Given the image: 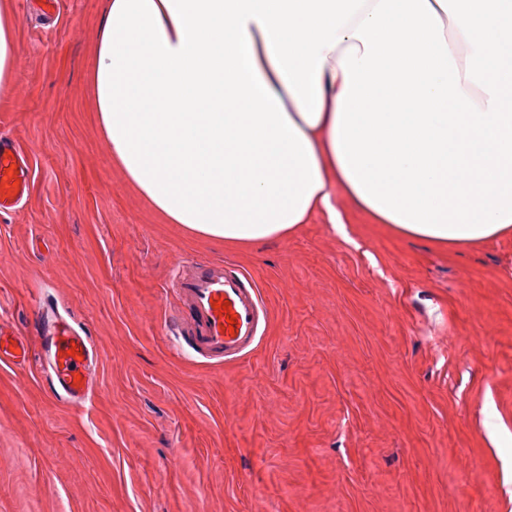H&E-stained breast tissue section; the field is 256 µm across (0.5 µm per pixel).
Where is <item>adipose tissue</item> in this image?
Segmentation results:
<instances>
[{
	"label": "adipose tissue",
	"instance_id": "obj_1",
	"mask_svg": "<svg viewBox=\"0 0 512 512\" xmlns=\"http://www.w3.org/2000/svg\"><path fill=\"white\" fill-rule=\"evenodd\" d=\"M17 18L0 0V106ZM89 85L166 223L278 239L343 190L440 247L512 235V0H108Z\"/></svg>",
	"mask_w": 512,
	"mask_h": 512
}]
</instances>
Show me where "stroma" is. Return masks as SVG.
I'll use <instances>...</instances> for the list:
<instances>
[{
	"mask_svg": "<svg viewBox=\"0 0 512 512\" xmlns=\"http://www.w3.org/2000/svg\"><path fill=\"white\" fill-rule=\"evenodd\" d=\"M32 160L0 211V512H512V236L439 247L335 201L294 235L225 244L163 223L112 163L87 79L107 0H12ZM240 266L270 322L228 362L178 353L173 275ZM85 332L96 396L43 369L39 309ZM497 426L490 442L487 422ZM0 359L8 356L15 362H24L28 355V346L13 334H6L0 329Z\"/></svg>",
	"mask_w": 512,
	"mask_h": 512,
	"instance_id": "obj_1",
	"label": "stroma"
}]
</instances>
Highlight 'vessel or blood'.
Returning a JSON list of instances; mask_svg holds the SVG:
<instances>
[{"instance_id": "obj_1", "label": "vessel or blood", "mask_w": 512, "mask_h": 512, "mask_svg": "<svg viewBox=\"0 0 512 512\" xmlns=\"http://www.w3.org/2000/svg\"><path fill=\"white\" fill-rule=\"evenodd\" d=\"M30 167L23 149L0 136V210L13 208L28 193ZM176 291L186 307L180 333L193 350L206 359L226 361L245 353L268 322V309L254 280L229 264L202 263L191 273H176ZM229 309H222V302ZM235 322H227V314ZM49 374L73 404L89 400L94 391V346L69 324L52 313H41ZM28 346L11 334L0 335V359L25 361Z\"/></svg>"}]
</instances>
